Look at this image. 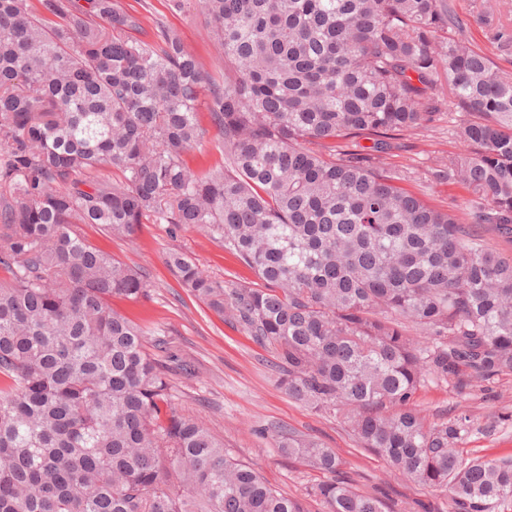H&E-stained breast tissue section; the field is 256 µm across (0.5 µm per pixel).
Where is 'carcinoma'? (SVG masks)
Segmentation results:
<instances>
[{
  "label": "carcinoma",
  "mask_w": 512,
  "mask_h": 512,
  "mask_svg": "<svg viewBox=\"0 0 512 512\" xmlns=\"http://www.w3.org/2000/svg\"><path fill=\"white\" fill-rule=\"evenodd\" d=\"M39 2L0 0V512H307L177 411L144 328L112 309L150 284L81 227L132 238L150 219L253 272L228 287L166 259L275 353L288 395L451 512H512V459L460 448L468 406L431 421L416 404L430 383L465 401L512 377V256L478 231L512 238V71L493 58L512 28L487 50L448 0H177L224 60L214 77L167 25L137 37L120 0ZM202 105L223 157L194 170ZM445 114L467 153L433 176L469 190L459 215L388 162ZM275 448L326 476L322 512L418 505L357 489L318 440Z\"/></svg>",
  "instance_id": "obj_1"
}]
</instances>
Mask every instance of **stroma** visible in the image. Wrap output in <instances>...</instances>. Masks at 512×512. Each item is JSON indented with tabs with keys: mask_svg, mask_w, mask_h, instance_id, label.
Wrapping results in <instances>:
<instances>
[{
	"mask_svg": "<svg viewBox=\"0 0 512 512\" xmlns=\"http://www.w3.org/2000/svg\"><path fill=\"white\" fill-rule=\"evenodd\" d=\"M121 2L128 10L143 12L145 30H152L158 20L178 30L209 73L216 75L223 70L201 18L179 10L173 0ZM462 150V145L450 137L444 120L407 134L392 159L403 175L401 187L434 207L457 208L468 196L466 189L434 179L431 172L447 164L449 155ZM83 232L93 244L134 266L149 281L147 297L136 302L116 300L112 306L146 326L147 351L172 370L178 410L223 437L226 447L255 468L269 485L302 497L322 479L320 472L302 462L279 456L273 436L289 430L336 449L343 471L360 490L382 486L394 500L428 498L427 490L403 483L382 459L361 450L336 417L315 412L288 396L277 383L274 353L179 287L165 265L172 251L186 253L225 285L253 280V273L225 252L218 240L190 226L177 229L153 221L144 224L132 240L106 236L93 226L84 227ZM471 406L480 425L491 427L492 432L471 435L462 445L464 452L512 458V378L477 393Z\"/></svg>",
	"mask_w": 512,
	"mask_h": 512,
	"instance_id": "35a3bbf8",
	"label": "stroma"
}]
</instances>
